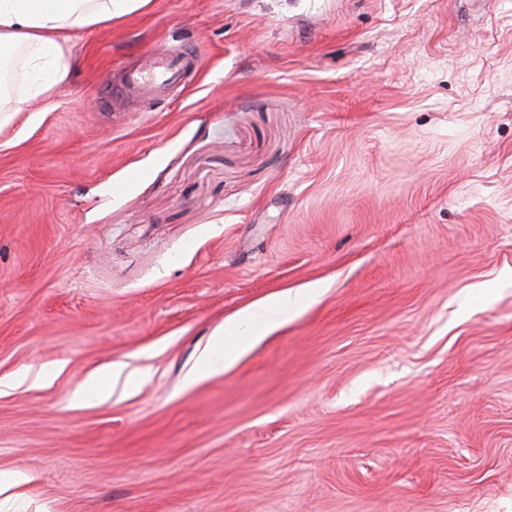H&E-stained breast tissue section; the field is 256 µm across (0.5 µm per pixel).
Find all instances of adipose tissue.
I'll list each match as a JSON object with an SVG mask.
<instances>
[{"mask_svg":"<svg viewBox=\"0 0 512 512\" xmlns=\"http://www.w3.org/2000/svg\"><path fill=\"white\" fill-rule=\"evenodd\" d=\"M151 0H0V126L12 102L41 99L68 73V34L146 8ZM297 301L282 292L241 311L218 326L184 378L193 385L232 367L267 332L277 328ZM135 374L116 362L92 373L75 391L77 401H109L117 388L135 385Z\"/></svg>","mask_w":512,"mask_h":512,"instance_id":"ef3b65f1","label":"adipose tissue"}]
</instances>
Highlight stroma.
<instances>
[{
  "mask_svg": "<svg viewBox=\"0 0 512 512\" xmlns=\"http://www.w3.org/2000/svg\"><path fill=\"white\" fill-rule=\"evenodd\" d=\"M70 43L0 128V512H512V0H153ZM113 362L143 383L74 402ZM197 55L182 51L171 54L164 51L144 57L137 67H124L120 77L112 82V99L142 94L147 88L161 96L165 90L185 80L195 70ZM297 306V300L288 291L278 293L245 308L231 323L218 326L201 352L198 364L186 374L185 385H193L232 367L267 332L281 324L288 310H295ZM229 336L240 339L229 345Z\"/></svg>",
  "mask_w": 512,
  "mask_h": 512,
  "instance_id": "35a3bbf8",
  "label": "stroma"
}]
</instances>
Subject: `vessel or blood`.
Here are the masks:
<instances>
[{
    "label": "vessel or blood",
    "instance_id": "b4317fda",
    "mask_svg": "<svg viewBox=\"0 0 512 512\" xmlns=\"http://www.w3.org/2000/svg\"><path fill=\"white\" fill-rule=\"evenodd\" d=\"M196 62L197 56L192 52L149 54L139 66L121 69L119 78L112 83V94L131 97L148 89L163 94L168 87L183 82L194 71Z\"/></svg>",
    "mask_w": 512,
    "mask_h": 512
}]
</instances>
